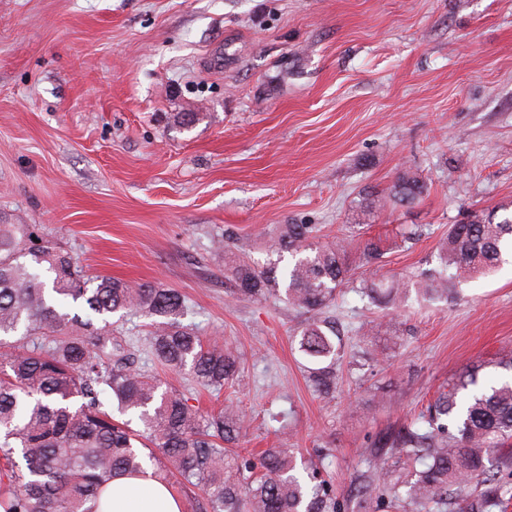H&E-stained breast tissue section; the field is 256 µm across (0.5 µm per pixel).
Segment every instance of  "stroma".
I'll list each match as a JSON object with an SVG mask.
<instances>
[{
    "label": "stroma",
    "instance_id": "1",
    "mask_svg": "<svg viewBox=\"0 0 512 512\" xmlns=\"http://www.w3.org/2000/svg\"><path fill=\"white\" fill-rule=\"evenodd\" d=\"M409 169L423 196L364 217ZM475 213L512 215V0H0V216L86 277L184 294L185 323L239 355L221 392L154 359L143 313L113 314V340L200 412L233 403L239 453L288 449L339 502L465 366L486 361L483 385L506 376L511 256L444 298L357 292L424 277ZM280 224L349 240L327 390L299 349L302 312L233 295L215 248L229 230L268 264Z\"/></svg>",
    "mask_w": 512,
    "mask_h": 512
}]
</instances>
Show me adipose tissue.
I'll use <instances>...</instances> for the list:
<instances>
[{
	"label": "adipose tissue",
	"mask_w": 512,
	"mask_h": 512,
	"mask_svg": "<svg viewBox=\"0 0 512 512\" xmlns=\"http://www.w3.org/2000/svg\"><path fill=\"white\" fill-rule=\"evenodd\" d=\"M101 512H182L171 488L156 479L119 476L101 492Z\"/></svg>",
	"instance_id": "adipose-tissue-1"
}]
</instances>
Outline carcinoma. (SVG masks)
Listing matches in <instances>:
<instances>
[{
  "mask_svg": "<svg viewBox=\"0 0 512 512\" xmlns=\"http://www.w3.org/2000/svg\"><path fill=\"white\" fill-rule=\"evenodd\" d=\"M427 189L411 170L390 189L399 204H412ZM218 241L224 271L242 297H282L307 315L301 351L316 362L336 352V329L324 309L348 282L344 240L317 241L313 224H281L267 252L296 257L278 271L260 266ZM512 252V218L474 215L453 224L441 247L440 266L418 284L425 296L448 294V284L488 275ZM399 289L364 281L372 300ZM81 303L85 315L73 311ZM185 296L171 288L131 285L112 277L86 278L66 251L34 236L29 224L0 222V508L3 512H100V491L113 478L147 466L165 481L179 477L200 486L193 512H336L328 487L309 486L296 475L286 448H268L254 464L228 448L244 419L232 406L207 416L184 394L129 366L130 354L112 352L117 312L153 318L152 353L163 366L189 370L196 382L220 391L237 376L238 357L206 342L181 321ZM482 366L462 374L429 407L423 423L399 428L375 449L359 484L365 500L406 488L413 512H505L512 501V379L496 381L468 402L458 394L478 383ZM137 416L143 429L119 422ZM499 454L497 467L486 465ZM485 486L474 499L466 488Z\"/></svg>",
  "mask_w": 512,
  "mask_h": 512,
  "instance_id": "carcinoma-1",
  "label": "carcinoma"
}]
</instances>
